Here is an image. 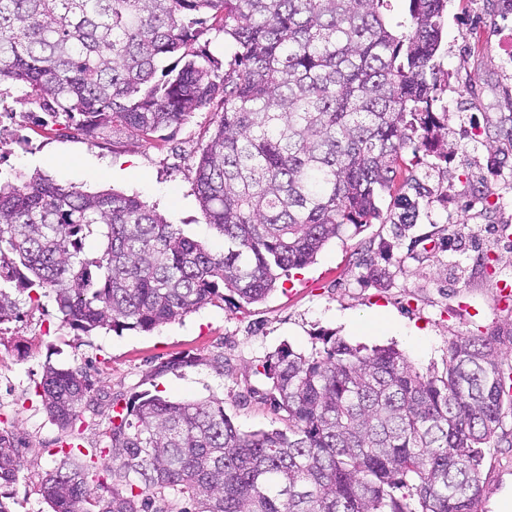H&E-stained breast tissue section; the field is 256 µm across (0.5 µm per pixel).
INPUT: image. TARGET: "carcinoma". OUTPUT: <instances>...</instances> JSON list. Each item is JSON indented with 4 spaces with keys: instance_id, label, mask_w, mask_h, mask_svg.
Returning a JSON list of instances; mask_svg holds the SVG:
<instances>
[{
    "instance_id": "cac0c4a2",
    "label": "carcinoma",
    "mask_w": 512,
    "mask_h": 512,
    "mask_svg": "<svg viewBox=\"0 0 512 512\" xmlns=\"http://www.w3.org/2000/svg\"><path fill=\"white\" fill-rule=\"evenodd\" d=\"M390 2L0 0V84L25 88L54 124L152 139L219 91L224 103L194 182L224 252L135 196L36 173L0 182V279L53 294L73 330L150 332L226 290L264 300L329 240L380 218L384 194L413 223L417 150L448 159V106L434 109L448 0H409L395 22ZM202 14L235 48L222 75L191 48ZM165 56L181 66L158 80ZM18 312L0 290V323ZM317 340L263 366L285 427L249 434L219 401L116 395L87 448L75 427L93 383L46 366L41 397L72 447L38 476L41 495L52 512H476L483 449L505 418L497 337H457L440 376L392 346ZM22 467L1 429L0 486Z\"/></svg>"
}]
</instances>
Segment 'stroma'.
Returning a JSON list of instances; mask_svg holds the SVG:
<instances>
[{
  "instance_id": "obj_1",
  "label": "stroma",
  "mask_w": 512,
  "mask_h": 512,
  "mask_svg": "<svg viewBox=\"0 0 512 512\" xmlns=\"http://www.w3.org/2000/svg\"><path fill=\"white\" fill-rule=\"evenodd\" d=\"M512 11L501 0H448L440 71L445 96L448 158L424 157L418 175L431 195L415 223L401 224L391 198L382 217L361 232L323 246L313 263L291 270L263 301L237 308L224 298L182 320L149 332L63 327L53 296L31 308L16 282L21 316L0 324V424L20 452L18 480L0 487L13 512H49L38 475L55 465L48 450L60 436L37 391L45 365L86 368L94 402L83 428L94 436L106 423L108 394L151 392L172 401L219 400L245 433L280 427L265 397L269 356L288 346L311 352L316 338L333 334L369 348L392 346L421 372H444L448 348L459 336H498L512 360V306L498 301L501 282L512 283V143L497 134L501 113H512ZM222 111L221 99L196 112L165 139L145 140L123 129L89 141L80 131L57 134L18 89L0 96V177L36 172L87 192L136 195L169 223L222 251L224 239L207 221L194 194L199 153ZM489 193V206L477 204ZM385 310L390 329L371 327ZM202 363L183 365L186 356ZM220 355L223 365L210 363ZM485 494L478 512H498L512 499V415L486 449L480 473Z\"/></svg>"
}]
</instances>
